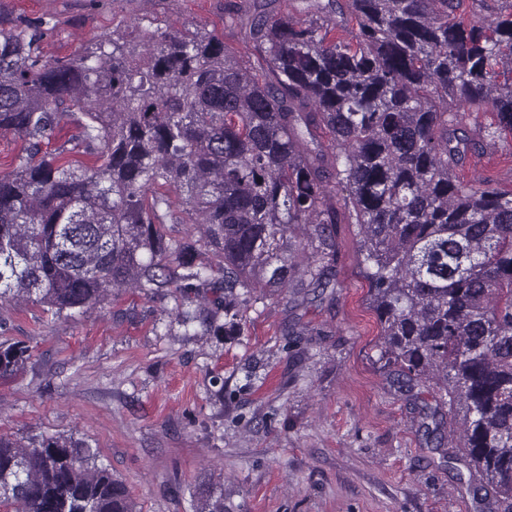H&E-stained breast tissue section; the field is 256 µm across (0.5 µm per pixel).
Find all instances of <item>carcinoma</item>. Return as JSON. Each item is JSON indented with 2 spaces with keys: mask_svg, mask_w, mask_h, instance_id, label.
I'll return each mask as SVG.
<instances>
[{
  "mask_svg": "<svg viewBox=\"0 0 512 512\" xmlns=\"http://www.w3.org/2000/svg\"><path fill=\"white\" fill-rule=\"evenodd\" d=\"M261 0L224 8L248 34L230 56L203 27L140 29L133 46L104 34L73 58L44 59L41 19H0V135L23 152L0 171V310L20 301L56 318L115 290L186 298L220 292L216 310L180 309L184 327L238 325L256 288H326L336 224L348 211L379 360L403 386L432 382L420 408L461 416L463 465L512 512V196L453 170L470 140L437 100L488 109L494 142L512 134V0L500 15L448 12L450 0H336L298 17ZM347 195L336 198V186ZM190 224L202 237L175 238ZM213 261L197 264L200 247ZM29 349L0 343V378ZM14 512H134L128 491L73 436L23 444L0 434V507ZM197 512H224L213 489Z\"/></svg>",
  "mask_w": 512,
  "mask_h": 512,
  "instance_id": "obj_1",
  "label": "carcinoma"
}]
</instances>
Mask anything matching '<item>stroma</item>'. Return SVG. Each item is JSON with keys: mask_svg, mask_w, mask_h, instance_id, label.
Instances as JSON below:
<instances>
[{"mask_svg": "<svg viewBox=\"0 0 512 512\" xmlns=\"http://www.w3.org/2000/svg\"><path fill=\"white\" fill-rule=\"evenodd\" d=\"M227 0H0V17L55 23L43 53L69 59L98 36H138L143 15L171 30L206 26L231 50ZM457 179L512 193V149L484 145ZM360 228L336 227V291L297 307L264 295L240 329L184 331L173 289L126 288L85 313L51 320L8 306L0 339L29 348L0 380V433L71 435L97 448L134 512H195L205 484L224 512H475L466 483L418 429L414 399L379 361ZM305 336L289 343V323ZM323 328L320 336L309 335Z\"/></svg>", "mask_w": 512, "mask_h": 512, "instance_id": "1", "label": "stroma"}]
</instances>
